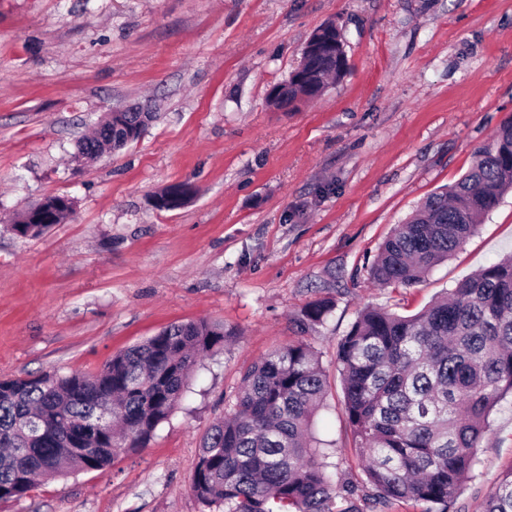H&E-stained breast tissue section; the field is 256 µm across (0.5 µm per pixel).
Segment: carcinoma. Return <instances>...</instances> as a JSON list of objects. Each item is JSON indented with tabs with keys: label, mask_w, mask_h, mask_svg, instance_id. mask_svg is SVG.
Listing matches in <instances>:
<instances>
[{
	"label": "carcinoma",
	"mask_w": 512,
	"mask_h": 512,
	"mask_svg": "<svg viewBox=\"0 0 512 512\" xmlns=\"http://www.w3.org/2000/svg\"><path fill=\"white\" fill-rule=\"evenodd\" d=\"M336 58L295 68L274 85L270 103L286 108L316 97L345 74L343 35ZM150 112H110L82 139L92 161L141 139ZM512 189V118L449 190L436 192L379 249L370 271L383 285L410 287L476 231L477 218ZM187 190L158 194L162 208L181 206ZM47 223L18 214L7 230L18 239L42 236L48 224L74 213L66 196L46 199ZM329 298L297 320L305 334L332 311ZM224 327L175 322L113 356L96 374L56 372L0 379V501L25 495L38 476L59 479L104 471L118 447L143 448L175 409L198 356L224 346ZM349 427L366 454L364 472L375 493L371 512L420 502L424 512H448L467 477L488 417L512 394V255L459 282L413 316L381 309L360 314L337 349ZM325 391L319 358L300 340L272 351L242 376L233 409L203 438L192 490L207 512H363L348 485L336 503L331 464L310 421ZM484 512H512V470L500 477Z\"/></svg>",
	"instance_id": "1"
}]
</instances>
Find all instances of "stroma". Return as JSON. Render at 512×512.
<instances>
[{
    "label": "stroma",
    "instance_id": "1",
    "mask_svg": "<svg viewBox=\"0 0 512 512\" xmlns=\"http://www.w3.org/2000/svg\"><path fill=\"white\" fill-rule=\"evenodd\" d=\"M346 75L278 109L272 86L325 23ZM155 113L142 138L92 163L79 140L105 113ZM512 117V0H0V379L97 372L174 322L224 325L146 447L106 471L40 480L0 512H202V439L245 370L303 339L328 387L310 431L337 489L372 488L348 425L336 352L367 307L418 313L512 253V192L413 287L368 268L430 194L452 186ZM184 206L155 208L168 186ZM65 194L71 219L35 240L14 213ZM324 323L296 320L320 298ZM512 467L501 398L448 512H483ZM334 303L329 298L316 300L308 305L301 317L297 320L296 327L301 334L308 333L316 325L322 323L332 311Z\"/></svg>",
    "mask_w": 512,
    "mask_h": 512
}]
</instances>
